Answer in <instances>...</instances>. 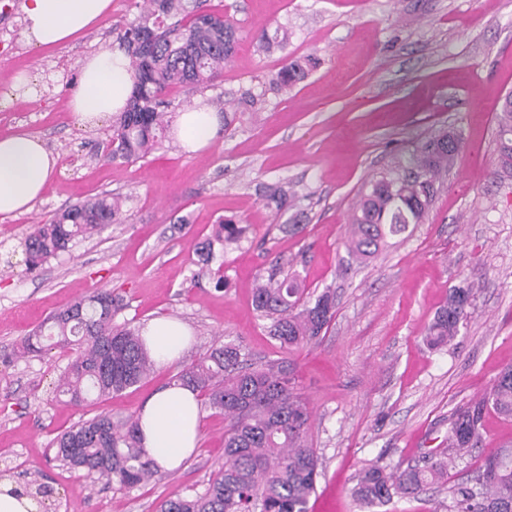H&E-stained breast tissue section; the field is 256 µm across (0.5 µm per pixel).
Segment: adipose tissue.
I'll list each match as a JSON object with an SVG mask.
<instances>
[{
    "mask_svg": "<svg viewBox=\"0 0 512 512\" xmlns=\"http://www.w3.org/2000/svg\"><path fill=\"white\" fill-rule=\"evenodd\" d=\"M23 36L35 47L61 46L75 35L101 25L112 0H24ZM130 85L129 60L121 50L87 56L70 108L81 122L95 124L122 106ZM217 115L204 103L187 108L176 121L183 145L196 149L213 137ZM57 167V159L37 135L18 130L0 136V216L30 212ZM157 366L181 357L190 344L187 328L169 319H154L143 328ZM140 443L159 468H180L199 442L201 404L197 391L174 382L156 391L138 415Z\"/></svg>",
    "mask_w": 512,
    "mask_h": 512,
    "instance_id": "adipose-tissue-1",
    "label": "adipose tissue"
}]
</instances>
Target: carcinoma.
<instances>
[{"label": "carcinoma", "instance_id": "obj_1", "mask_svg": "<svg viewBox=\"0 0 512 512\" xmlns=\"http://www.w3.org/2000/svg\"><path fill=\"white\" fill-rule=\"evenodd\" d=\"M119 48L130 63L131 89L125 106L113 117V131L104 158L135 163L163 147L168 93L174 88L215 85L224 63L235 54L238 28L230 17L207 0H143L139 14L118 33ZM258 48L268 52L288 48V30H262ZM308 56L285 55L268 85L257 92L241 87L224 109V128L238 112H257L266 93L286 92L314 67ZM499 158L512 169V97L505 96L498 115ZM442 134L416 148L412 162L369 183L351 216L350 257L366 262L422 221L431 202L425 181L435 182L452 155L442 146ZM295 192L284 185L268 188L267 206L278 212L295 206ZM124 201L110 195L79 201L61 209L48 224L36 225L25 239L27 265L37 269L48 258L69 250L76 237L91 234L119 217ZM244 229L230 220L196 250L199 273L216 259L214 244L227 250ZM473 289L450 290L447 303L436 313L426 336L432 349L453 339L467 318ZM120 298L110 289L96 291L52 313L45 325L23 341V353L44 352V337L69 353L59 389L69 402L86 405L123 392L150 376L155 362L130 321L116 323ZM254 306L269 321V336L286 352L319 340L336 306L329 288L312 297L302 288L300 275L274 266L254 291ZM200 392L209 407L224 415V466L201 493L161 503L160 512H308L320 475V457L309 439L311 412L297 392L293 368L285 357L254 362L242 345L228 342L208 350L176 376ZM491 407L512 418V366L503 368L489 390L473 406L457 409L448 423V446L424 463L385 470L362 469L352 489L360 505H385L396 497L416 494L442 482L448 468L482 442L483 413ZM56 459L89 475L122 487L151 481L156 463L140 447L138 421L114 422L106 414L81 419L57 434ZM479 494L469 484L451 491L448 512H512V446L484 457L476 475Z\"/></svg>", "mask_w": 512, "mask_h": 512}]
</instances>
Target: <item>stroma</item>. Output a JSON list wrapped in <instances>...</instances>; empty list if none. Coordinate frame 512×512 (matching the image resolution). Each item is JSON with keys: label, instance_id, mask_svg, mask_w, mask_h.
Wrapping results in <instances>:
<instances>
[{"label": "stroma", "instance_id": "stroma-1", "mask_svg": "<svg viewBox=\"0 0 512 512\" xmlns=\"http://www.w3.org/2000/svg\"><path fill=\"white\" fill-rule=\"evenodd\" d=\"M210 3L242 30L217 91L261 86L286 52L313 56L317 66L206 147L121 164L96 155L111 121L84 125L69 101L82 60L116 45L135 0H112L104 26L49 50L23 42V0H0V94L22 72L31 86L0 107V135L24 129L60 156L34 209L0 218V480L23 487L38 473L52 490L40 512H156L164 500L203 491L224 461L226 423L208 408L194 455L145 485L122 487L54 457L59 432L99 413L137 415L179 365L78 407L55 393L66 355L24 357L21 342L55 310L109 288L124 300L117 322H183L194 337L186 360L229 341L254 361L275 359L281 350L252 292L278 265L299 273L308 293H336L322 339L289 354L322 462L309 512H448L450 487L473 480L485 454L512 442V418L486 409L480 448L449 468L447 488L368 509L351 489L364 466L422 462L441 447L451 413L512 365V172L499 163L495 112L512 91V0ZM279 26L291 33L287 51L257 53L254 35ZM446 132L461 136L462 149L423 223L368 262L352 260L345 242L361 188ZM275 183L297 192L296 209L267 207ZM97 194L129 197L127 212L28 271L23 243L33 226ZM230 217L246 239L225 255L228 286L219 289L215 276L197 277L196 249ZM458 287L474 290L469 316L447 347L430 349L428 328Z\"/></svg>", "mask_w": 512, "mask_h": 512}]
</instances>
